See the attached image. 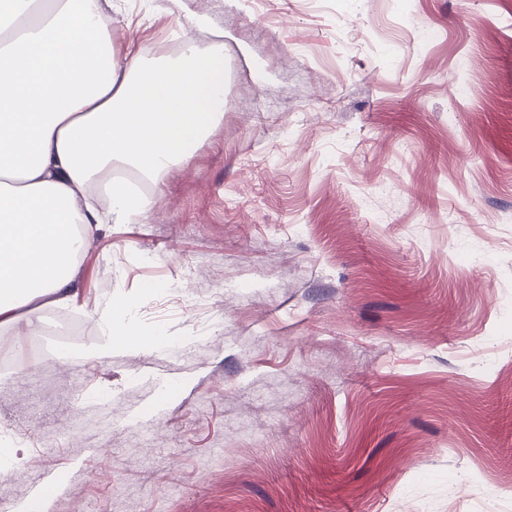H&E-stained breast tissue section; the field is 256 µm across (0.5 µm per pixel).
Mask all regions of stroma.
Here are the masks:
<instances>
[{"instance_id": "obj_1", "label": "stroma", "mask_w": 512, "mask_h": 512, "mask_svg": "<svg viewBox=\"0 0 512 512\" xmlns=\"http://www.w3.org/2000/svg\"><path fill=\"white\" fill-rule=\"evenodd\" d=\"M112 28L147 61L223 43L224 122L101 228L43 354L0 328V512H512V0H112ZM114 295L159 339L82 359Z\"/></svg>"}]
</instances>
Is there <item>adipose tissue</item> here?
<instances>
[{
	"label": "adipose tissue",
	"mask_w": 512,
	"mask_h": 512,
	"mask_svg": "<svg viewBox=\"0 0 512 512\" xmlns=\"http://www.w3.org/2000/svg\"><path fill=\"white\" fill-rule=\"evenodd\" d=\"M112 0H0V327L40 328L32 302L72 301L75 268L102 225L140 224L165 175L224 122V53L185 38L176 58L116 49ZM152 194L131 189V180ZM111 298L98 358L148 346Z\"/></svg>",
	"instance_id": "ef3b65f1"
}]
</instances>
